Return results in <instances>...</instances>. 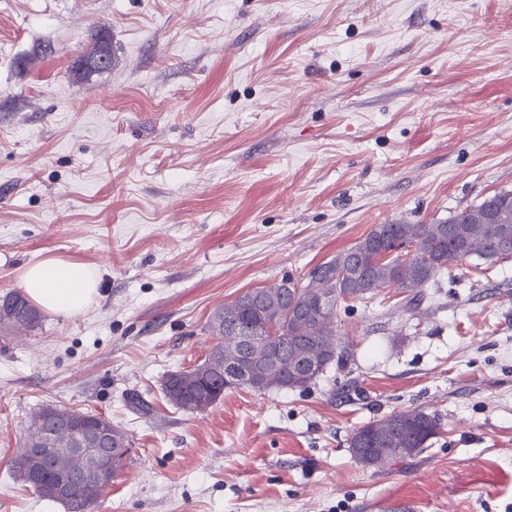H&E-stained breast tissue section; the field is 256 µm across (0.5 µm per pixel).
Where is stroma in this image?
I'll list each match as a JSON object with an SVG mask.
<instances>
[{
	"instance_id": "obj_1",
	"label": "stroma",
	"mask_w": 512,
	"mask_h": 512,
	"mask_svg": "<svg viewBox=\"0 0 512 512\" xmlns=\"http://www.w3.org/2000/svg\"><path fill=\"white\" fill-rule=\"evenodd\" d=\"M99 24L120 63L76 78ZM502 189L512 0H0V297L51 256L98 280L0 337V512H64L11 469L45 404L131 442L93 512H512V258L351 302L307 387L194 414L161 390L216 308ZM415 407L427 448L354 458V428Z\"/></svg>"
}]
</instances>
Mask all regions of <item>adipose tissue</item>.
<instances>
[{
	"instance_id": "adipose-tissue-1",
	"label": "adipose tissue",
	"mask_w": 512,
	"mask_h": 512,
	"mask_svg": "<svg viewBox=\"0 0 512 512\" xmlns=\"http://www.w3.org/2000/svg\"><path fill=\"white\" fill-rule=\"evenodd\" d=\"M21 280L35 304L64 317L84 312L98 295V282L89 265L59 257L29 265Z\"/></svg>"
}]
</instances>
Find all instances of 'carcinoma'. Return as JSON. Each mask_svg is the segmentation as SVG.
<instances>
[{"mask_svg":"<svg viewBox=\"0 0 512 512\" xmlns=\"http://www.w3.org/2000/svg\"><path fill=\"white\" fill-rule=\"evenodd\" d=\"M504 196L510 198L507 228L512 233V190L501 189L445 220L376 224L364 238L316 266L307 280L288 278L274 286L253 288L216 309L207 324L214 339L209 355L191 369L169 373L163 382L164 398L185 412L200 413L222 400L226 390L248 388L261 394L300 388L295 380L296 357L312 353L329 365L350 347L336 331L342 303L365 300L379 288L413 291L438 272L473 256L489 263L504 258L502 221L497 219L498 202ZM344 268L353 273L337 279L338 270ZM325 292L334 295L335 307L321 314L317 298ZM40 321V312L24 294L15 292L0 301L1 336L32 329ZM269 328L279 336L277 345L268 349L258 343V362L244 366L246 376L225 378V346L247 331L259 338ZM76 423L117 437L123 457L114 460L109 455L103 460L112 477H117L131 451L125 432L101 414L53 404L41 406L31 416L12 471L17 481L40 497L60 503L65 512H92L105 491L103 484L84 482L81 458L57 452L69 447ZM441 430V419L435 414L420 408L398 410L355 428L348 448L362 465L378 466L420 453ZM38 446L45 452L37 457L34 448ZM63 479L73 480L74 490L56 497L52 491Z\"/></svg>","mask_w":512,"mask_h":512,"instance_id":"carcinoma-1","label":"carcinoma"}]
</instances>
